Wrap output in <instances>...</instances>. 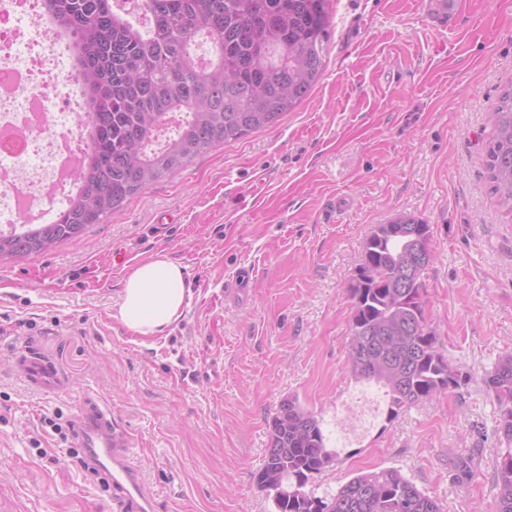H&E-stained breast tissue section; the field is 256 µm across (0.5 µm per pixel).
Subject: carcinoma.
I'll use <instances>...</instances> for the list:
<instances>
[{
    "label": "carcinoma",
    "mask_w": 512,
    "mask_h": 512,
    "mask_svg": "<svg viewBox=\"0 0 512 512\" xmlns=\"http://www.w3.org/2000/svg\"><path fill=\"white\" fill-rule=\"evenodd\" d=\"M118 2L43 0L73 41L91 142L67 207L51 224L0 233V260L81 237L200 154L277 126L323 74L329 0H141L146 31ZM483 165L498 205L512 214V78L494 107ZM431 238V226L412 214L375 225L347 286L351 371L386 388L391 419L458 385L428 324L422 276L433 260ZM485 383L507 444L496 465L495 512H512V352L499 356ZM334 457L322 420L288 397L271 420L256 485L275 512H441L393 467L359 472L336 493L316 495L309 480Z\"/></svg>",
    "instance_id": "cac0c4a2"
}]
</instances>
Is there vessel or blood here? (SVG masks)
Wrapping results in <instances>:
<instances>
[{
  "mask_svg": "<svg viewBox=\"0 0 512 512\" xmlns=\"http://www.w3.org/2000/svg\"><path fill=\"white\" fill-rule=\"evenodd\" d=\"M15 369L30 385L50 390L59 385L55 366L36 353L20 356ZM73 433L78 446L106 472L114 491L113 512H155V501L131 459L128 438L113 423L107 408L95 399H85L73 422Z\"/></svg>",
  "mask_w": 512,
  "mask_h": 512,
  "instance_id": "b4317fda",
  "label": "vessel or blood"
}]
</instances>
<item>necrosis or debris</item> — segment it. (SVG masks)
Returning a JSON list of instances; mask_svg holds the SVG:
<instances>
[{
	"label": "necrosis or debris",
	"instance_id": "necrosis-or-debris-1",
	"mask_svg": "<svg viewBox=\"0 0 512 512\" xmlns=\"http://www.w3.org/2000/svg\"><path fill=\"white\" fill-rule=\"evenodd\" d=\"M72 45L42 0H0V132L16 136L0 168V232L46 223L57 196L72 195L75 145L84 143L77 69H60Z\"/></svg>",
	"mask_w": 512,
	"mask_h": 512
}]
</instances>
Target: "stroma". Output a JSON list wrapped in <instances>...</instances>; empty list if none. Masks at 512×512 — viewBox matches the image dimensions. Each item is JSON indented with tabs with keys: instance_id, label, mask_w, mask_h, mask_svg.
I'll list each match as a JSON object with an SVG mask.
<instances>
[{
	"instance_id": "35a3bbf8",
	"label": "stroma",
	"mask_w": 512,
	"mask_h": 512,
	"mask_svg": "<svg viewBox=\"0 0 512 512\" xmlns=\"http://www.w3.org/2000/svg\"><path fill=\"white\" fill-rule=\"evenodd\" d=\"M447 15L331 0L324 73L277 127L199 155L80 238L0 261V495L18 512H113L66 428L89 396L129 436L156 512H271L254 475L291 396L338 452L317 495L394 467L442 512H495L504 442L484 379L512 351V217L481 157L512 73V0H454ZM401 212L431 226L427 314L459 384L347 442L336 422L362 386L346 288L371 229ZM162 251L192 297L138 336L112 309L130 268ZM244 269L240 296H223ZM26 350L58 367L60 388L16 374Z\"/></svg>"
}]
</instances>
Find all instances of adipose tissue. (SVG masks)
<instances>
[{
  "label": "adipose tissue",
  "instance_id": "1",
  "mask_svg": "<svg viewBox=\"0 0 512 512\" xmlns=\"http://www.w3.org/2000/svg\"><path fill=\"white\" fill-rule=\"evenodd\" d=\"M190 299L183 266L160 253L128 274L113 316L130 332L149 336L177 322Z\"/></svg>",
  "mask_w": 512,
  "mask_h": 512
}]
</instances>
